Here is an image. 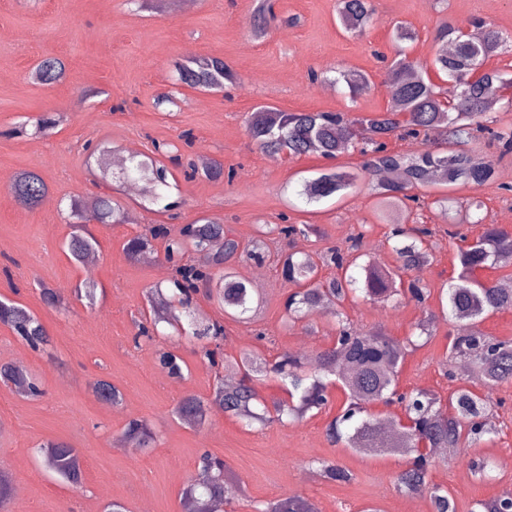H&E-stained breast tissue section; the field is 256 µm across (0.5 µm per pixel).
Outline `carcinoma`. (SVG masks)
<instances>
[{
	"label": "carcinoma",
	"mask_w": 512,
	"mask_h": 512,
	"mask_svg": "<svg viewBox=\"0 0 512 512\" xmlns=\"http://www.w3.org/2000/svg\"><path fill=\"white\" fill-rule=\"evenodd\" d=\"M336 13L342 27L351 33H362L377 22L373 0H336ZM272 15L268 0H260L254 12L252 31L260 37L267 31L268 17ZM479 34L474 41L457 39V25L444 21L437 28L436 40L442 45L452 42L453 52L440 50L432 61L434 68L450 78L461 72L468 74L483 68L495 56L509 52L512 37L504 35L495 26L477 22ZM182 84L205 90H216L234 80L231 67L214 57H192L177 68ZM390 74L394 80V96L383 112L370 116L350 112H285L273 106H259L246 118L251 139L265 153L272 156L297 157L319 154L335 159L342 154L358 153L363 157L361 170L370 181L372 191L379 197L382 212L408 218L413 211L425 205V196L438 183L470 186L476 190L495 183V170L480 166L471 157L472 145L486 141L499 151L500 156L512 154V123L489 111L488 102L497 98L501 89L512 87V72L490 69L477 79L464 83L454 98L453 107L445 104L441 87L429 77L428 64L401 53ZM32 79L43 85L61 82L65 64L56 57L39 61L31 72ZM350 95L355 97L370 88V77L364 72L347 71L341 74ZM408 141L421 148L412 153L391 149V140ZM121 175L142 181L149 189L146 201L157 204L165 199L169 187L167 169L160 161L140 159L133 155ZM193 175L207 179L224 176L222 163L214 161L205 166L191 164ZM357 175L340 168H328L297 182L296 195L307 204L324 199H342L354 188ZM8 189L23 206H37L48 192L41 175L22 171L9 181ZM72 232L68 252L80 263L95 251L98 241L88 228L92 221L120 224L124 212L112 199L101 198L92 212L77 202L71 208ZM278 235L285 238L316 235L314 224H278ZM432 231L424 224L404 227L394 225L392 247L397 270L406 273L419 265L429 263L431 253L428 237ZM362 234L348 238L343 246H336L324 256L300 252L281 254L276 265L282 278L295 290L285 303L288 319L296 322L321 311L337 318L336 341L319 352L314 359L304 362L293 354H284L274 365L255 353H247L231 362L239 373L232 384L217 381L213 393L204 399L187 395L174 407L173 414L189 425H202L215 409L246 425H265L287 418L304 419L308 412L321 409L328 403L326 378L336 377L347 394L349 403L327 427V437L360 454H401L412 459L395 477L397 489L404 494L428 492L434 512H454L448 492L430 484V474L436 466L431 453H423L417 444L424 441L431 448H444L453 454L459 448L479 443L490 433L489 414L492 401L489 393L478 392L462 385L448 396V404L441 397L427 391L413 395L398 392L400 367L407 347L418 346V339L433 336L432 319L417 324V339L401 342L382 332H369L342 317L340 307L345 301L361 293L363 298L387 303L395 295L405 294L422 304L428 290L416 280H396V274L360 252ZM160 242L164 259L171 264L169 286L157 285L146 293L149 324H139V334L152 337L150 327L169 322L168 310L180 306L189 310L193 296L204 287L215 292L217 302L224 308V316L238 322L253 320L260 313L263 301L257 291L236 278L231 272V261L241 254V243L231 230L211 217H201L176 231L165 224H152L145 232L130 238L124 245L128 260L136 261L155 250ZM192 252L208 256L205 267L189 263L186 255ZM456 259L460 273L444 292L447 296L450 320L465 327L453 337L450 357L470 365L474 378L486 389L512 381V342L501 341L481 329L489 315L512 310V290L481 279L478 272L512 266V233L496 224H486L475 242L458 247ZM332 265L341 274L329 279L320 277L321 265ZM0 323L10 327L28 344L37 348L49 344V336L42 323L22 305L0 300ZM176 336H189L198 344L203 357L216 364L217 345L224 340V325L218 321L197 322L189 328L175 329ZM158 366L171 378L183 379L182 359L169 348L155 352ZM343 359L346 372L336 370V360ZM281 378L289 400L267 404L256 389V383L267 372ZM0 378L17 389L40 394L31 374L10 363L0 365ZM94 392L103 401L119 406L122 392L112 382L99 379ZM403 405L413 420L409 428L394 425L391 435L383 436L382 420L368 412L367 405L375 402ZM124 437L133 448H141L153 440L147 422L132 419ZM38 454L44 468L72 487L83 482V460L65 441H48ZM223 460L205 453L199 460L197 476L185 489V497L193 504L194 512H213L214 505L230 500ZM323 477L348 482V471L324 461L320 462ZM481 512H512V493L479 503ZM256 512H317L315 505L300 495H288L265 504Z\"/></svg>",
	"instance_id": "carcinoma-1"
}]
</instances>
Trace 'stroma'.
Segmentation results:
<instances>
[{
  "label": "stroma",
  "instance_id": "stroma-1",
  "mask_svg": "<svg viewBox=\"0 0 512 512\" xmlns=\"http://www.w3.org/2000/svg\"><path fill=\"white\" fill-rule=\"evenodd\" d=\"M274 18L261 38L250 31L256 0H196L183 9L181 0H159L142 8L138 0H0V298L13 300L34 314L46 328L50 345L35 349L0 324V363L24 355L27 370L43 394L28 400L0 386V472L12 479L9 512H103L118 501L127 512H182L184 490L197 472L202 452L224 460L231 482L240 486L232 512H255L263 503L296 494L315 504L318 512H433L429 496L413 498L394 487L407 459L400 455L365 456L330 443L325 428L340 413L346 397L329 385V403L297 422L248 427L224 413L212 414L201 426L184 425L172 410L185 395L208 397L222 360L257 353L276 361L285 353L306 349L316 354L333 345L336 321L329 314L287 323L284 305L290 288L272 261L257 263L238 256L236 274L250 279L261 272L262 313L250 324L225 318L205 292L194 298L192 316L223 322L226 339L217 354L218 366L204 359L193 344L176 350L186 364L185 378L174 381L155 363L157 347L165 345L168 324H159L153 340H136L145 295L165 275L142 261L128 260L125 241L147 225L189 224L200 215L223 222L242 245L257 238L262 224L288 219L315 224L320 235L284 243L266 239L269 250L283 245L319 253L362 234V251L382 266L395 268L391 226L383 216L367 178L359 174L361 158L344 154L334 160L310 154L279 158L264 154L250 138L245 116L260 105L291 112H352L367 115L386 109L391 60L399 53L431 60L439 48L436 29L442 18L459 23L482 19L512 35V0H374L377 22L364 33L346 32L336 14V0H270ZM401 21L416 33L403 44L393 38L392 24ZM192 56H214L228 63L236 79L223 92L181 85L176 66ZM57 57L66 65L62 82L35 84L33 67ZM362 71L372 84L350 96L338 71ZM318 82H311L310 72ZM172 103L158 104L161 96ZM57 119L40 132L36 121ZM191 133L184 143L182 133ZM112 146L124 154L128 146L150 155L165 146L172 214L158 212L128 184L102 181L88 164L90 148ZM223 164L226 177L187 178L188 163L200 152ZM477 157L493 162L496 187L479 191L457 187L452 198H478L479 223L460 231L475 239L484 225L512 231V156L499 158L495 147L481 143ZM357 174L349 197L308 206L293 200L292 184L330 166ZM39 173L49 186V202L30 210L9 193L7 183L19 171ZM107 194L136 223L92 224L99 241L93 275L73 263L63 243L71 201L89 202ZM421 222L433 230V261L411 276L430 289L425 304L410 299L380 304L362 300L346 304L343 313L366 331L398 339L414 334L417 323L432 319L434 335L426 345L407 351L398 388L431 391L448 397L465 382L464 374L448 378L444 360L450 334L457 328L443 313L439 300L444 284L455 280L456 239L447 231L452 214L425 207ZM93 282L95 303L77 299L76 286ZM60 291L61 307L47 306L41 286ZM105 378L123 393L113 407L93 393L94 380ZM493 431L478 447L459 449L431 472L434 484L448 491L456 512H472L475 502L512 493V381L492 394ZM148 420L154 439L148 447L115 451L130 419ZM50 440L77 448L84 479L71 487L46 472L37 454ZM483 459L484 478L470 474L472 460ZM335 463L351 474L334 482L318 471L317 460Z\"/></svg>",
  "mask_w": 512,
  "mask_h": 512
}]
</instances>
